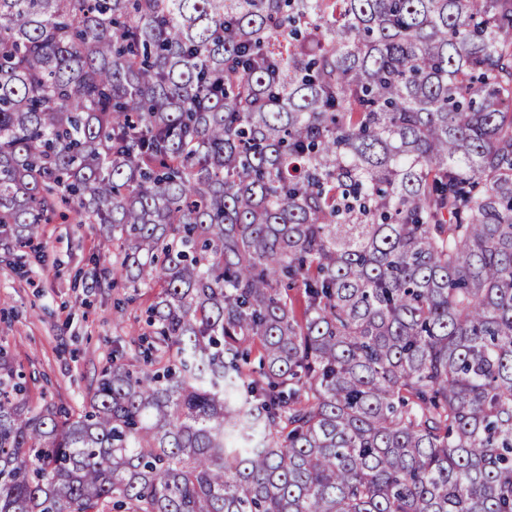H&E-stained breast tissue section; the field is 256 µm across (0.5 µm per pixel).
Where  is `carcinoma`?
<instances>
[{
    "label": "carcinoma",
    "instance_id": "1",
    "mask_svg": "<svg viewBox=\"0 0 512 512\" xmlns=\"http://www.w3.org/2000/svg\"><path fill=\"white\" fill-rule=\"evenodd\" d=\"M55 218L158 292L77 411L0 348V512H512V0H0Z\"/></svg>",
    "mask_w": 512,
    "mask_h": 512
}]
</instances>
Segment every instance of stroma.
<instances>
[{"label":"stroma","mask_w":512,"mask_h":512,"mask_svg":"<svg viewBox=\"0 0 512 512\" xmlns=\"http://www.w3.org/2000/svg\"><path fill=\"white\" fill-rule=\"evenodd\" d=\"M95 224L43 225L44 263L0 268V347L31 384L35 400L78 409L115 349L142 333L154 292L96 284L91 272L111 267Z\"/></svg>","instance_id":"1"}]
</instances>
